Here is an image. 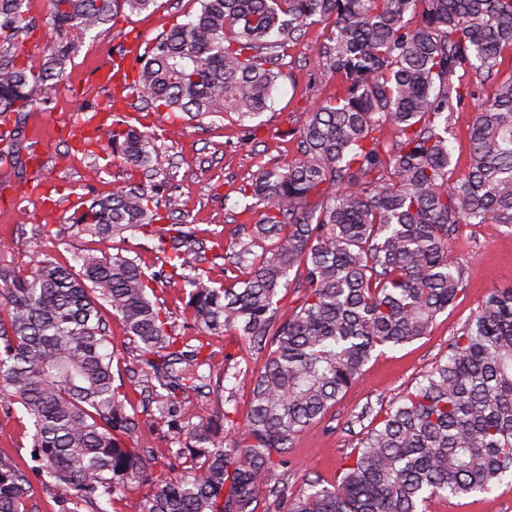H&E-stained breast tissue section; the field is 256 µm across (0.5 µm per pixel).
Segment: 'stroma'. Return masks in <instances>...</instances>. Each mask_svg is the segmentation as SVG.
I'll use <instances>...</instances> for the list:
<instances>
[{
  "mask_svg": "<svg viewBox=\"0 0 512 512\" xmlns=\"http://www.w3.org/2000/svg\"><path fill=\"white\" fill-rule=\"evenodd\" d=\"M26 8L33 28L22 41L37 71L58 38L46 22L48 0H26ZM199 8V0H157L151 11L118 14L112 24L83 40L62 78L48 92L50 109L23 113L24 136L18 144L23 170L0 187V268L28 272L41 253L69 266L75 254L89 249L108 256H136L149 270L159 269L151 237L100 240L78 233L70 222L77 201L109 195L132 182L154 186L161 204L171 195L189 200L187 221L195 226L198 239L207 244L222 238L228 253L236 247L241 225L258 220L259 211L244 212L240 187L260 169L288 165L297 155L298 131L307 112L341 97L346 87L340 78L322 79L315 71L316 50L328 34L322 24L307 26L302 37L289 44L274 104L251 122H240L229 112L201 122L173 120L154 112L137 90L99 80L98 73L110 56L124 52L132 42L151 46L163 31ZM494 92L493 84L478 86L473 98L453 114L455 178L468 171L470 128ZM112 97L128 100L127 113L104 111V103ZM127 114L136 119L140 130L157 133L164 174L130 167L112 155L106 133ZM448 259L464 271V289L454 305L436 318L426 336L375 353L359 380L323 420L295 438L279 476L291 490H300L315 478L333 481L375 415L447 355L452 338L488 292L512 288V231L502 225H459L448 239ZM213 350L217 369L238 372V385L232 391L221 389L193 399L191 409L199 421L225 409L232 411L236 421H244L250 408L251 377L261 364L253 359L247 340L236 334L215 338ZM142 439L153 455L150 472L157 475L178 467L172 451L182 446L184 434L146 417ZM0 456L27 473L28 504L34 512H59L58 492L32 472L27 422L16 406L2 399ZM428 512H512V483L506 481L491 492L466 498L433 500Z\"/></svg>",
  "mask_w": 512,
  "mask_h": 512,
  "instance_id": "35a3bbf8",
  "label": "stroma"
}]
</instances>
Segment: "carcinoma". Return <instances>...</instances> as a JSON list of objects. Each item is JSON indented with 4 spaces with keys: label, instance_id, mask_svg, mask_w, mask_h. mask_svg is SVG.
Instances as JSON below:
<instances>
[{
    "label": "carcinoma",
    "instance_id": "1",
    "mask_svg": "<svg viewBox=\"0 0 512 512\" xmlns=\"http://www.w3.org/2000/svg\"><path fill=\"white\" fill-rule=\"evenodd\" d=\"M200 11L146 48L130 87L158 112L202 121L224 112L251 121L271 108L288 44L315 22L330 32L316 52L323 78L347 90L308 113L297 157L240 187L263 206L228 263L231 287L204 280L188 202L125 185L87 200L79 233L157 241L161 269L122 254L48 258L25 276L0 270V397L31 423L33 469L62 492L60 512H112L132 482L147 480L140 412L189 431L175 452L183 473L154 480L141 512H426L435 498L488 493L512 477V288L490 291L453 337L446 359L384 411L333 482L296 494L273 481L293 440L322 420L379 349L426 335L464 286L448 262L461 224L512 229V0H200ZM25 0H0V125L50 104L46 82L63 76L80 40L119 9L156 0H50L59 36L39 72L18 36L32 27ZM493 82L470 129V165L453 179L451 114L476 81ZM395 128V138L376 136ZM19 122L0 130V163ZM135 168H162L155 138L127 123L109 134ZM168 223H163V220ZM179 279L196 336L173 329L151 284ZM300 294L279 318L280 294ZM107 303L140 351L131 391L114 384ZM245 336L262 367L250 414L193 422L190 398L211 386L213 339ZM229 439H224V434ZM29 481L0 458V512H30Z\"/></svg>",
    "mask_w": 512,
    "mask_h": 512
}]
</instances>
